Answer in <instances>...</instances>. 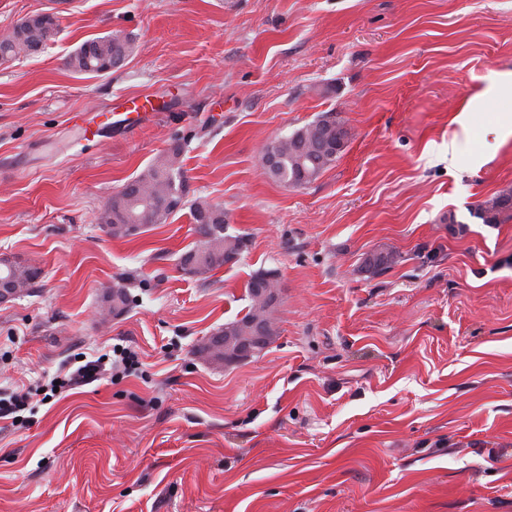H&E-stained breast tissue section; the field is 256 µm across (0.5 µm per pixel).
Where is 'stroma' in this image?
Masks as SVG:
<instances>
[{
  "mask_svg": "<svg viewBox=\"0 0 512 512\" xmlns=\"http://www.w3.org/2000/svg\"><path fill=\"white\" fill-rule=\"evenodd\" d=\"M41 12L56 36L0 66V256L42 271L0 305V388L116 344L142 366L0 419V512H512V220L471 215L512 189L482 95L512 71V0H0V34ZM109 33L134 45L120 68L66 67ZM145 95L150 123L79 141L81 115ZM325 112L336 162L269 178L266 145ZM462 139L478 170L449 167ZM177 140L187 200L249 240L205 280L179 266L189 209L133 237L97 222ZM378 252L398 261L375 276ZM260 269L277 336L206 362ZM118 283L130 306L97 321Z\"/></svg>",
  "mask_w": 512,
  "mask_h": 512,
  "instance_id": "35a3bbf8",
  "label": "stroma"
}]
</instances>
